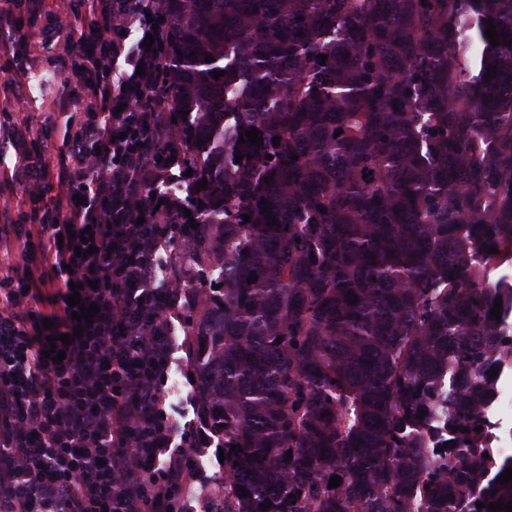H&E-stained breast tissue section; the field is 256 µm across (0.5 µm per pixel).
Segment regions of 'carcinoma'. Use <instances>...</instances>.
I'll use <instances>...</instances> for the list:
<instances>
[{
    "label": "carcinoma",
    "instance_id": "carcinoma-1",
    "mask_svg": "<svg viewBox=\"0 0 512 512\" xmlns=\"http://www.w3.org/2000/svg\"><path fill=\"white\" fill-rule=\"evenodd\" d=\"M163 8L165 119L187 186L207 180L181 203L198 227L172 220L194 251L171 273L195 286L189 370L225 455L212 512L511 501L512 481L487 480L512 458L481 406L512 368V280L491 279L512 265V0ZM439 418L459 430L430 460Z\"/></svg>",
    "mask_w": 512,
    "mask_h": 512
}]
</instances>
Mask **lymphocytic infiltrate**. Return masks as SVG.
<instances>
[{
    "label": "lymphocytic infiltrate",
    "mask_w": 512,
    "mask_h": 512,
    "mask_svg": "<svg viewBox=\"0 0 512 512\" xmlns=\"http://www.w3.org/2000/svg\"><path fill=\"white\" fill-rule=\"evenodd\" d=\"M42 2L0 0L11 55L5 93L16 94L35 61L19 18L38 17ZM161 15V0H69L39 52L66 89L61 112L40 129L0 122V174L26 181L25 205L0 234L22 239L28 260L44 269L0 272V512H183L195 478L193 437L172 450L162 392L166 311L183 291L146 285L161 247L187 243L171 222L173 201L156 204L147 192L179 154L165 121L172 100L160 89L162 65L144 46L149 35L163 40ZM53 130L55 170L38 148ZM161 144L168 158L158 155ZM85 242L94 253L76 256ZM74 283L82 306L99 308L81 325L67 303ZM51 348L65 359L46 357Z\"/></svg>",
    "instance_id": "f902f5d3"
}]
</instances>
